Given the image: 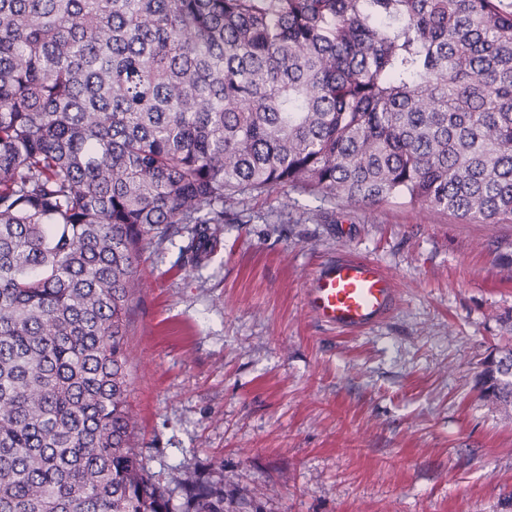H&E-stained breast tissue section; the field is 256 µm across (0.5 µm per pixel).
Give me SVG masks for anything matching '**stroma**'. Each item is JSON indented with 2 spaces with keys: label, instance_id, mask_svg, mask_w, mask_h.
<instances>
[{
  "label": "stroma",
  "instance_id": "1",
  "mask_svg": "<svg viewBox=\"0 0 512 512\" xmlns=\"http://www.w3.org/2000/svg\"><path fill=\"white\" fill-rule=\"evenodd\" d=\"M147 236L127 328L133 446L173 497L192 473L226 512H512V409L480 379L512 345V223L276 189ZM339 253L392 277L390 318L320 323L307 289Z\"/></svg>",
  "mask_w": 512,
  "mask_h": 512
}]
</instances>
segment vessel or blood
<instances>
[{
    "label": "vessel or blood",
    "instance_id": "obj_1",
    "mask_svg": "<svg viewBox=\"0 0 512 512\" xmlns=\"http://www.w3.org/2000/svg\"><path fill=\"white\" fill-rule=\"evenodd\" d=\"M307 304L321 321L359 331L378 324L391 313L395 291L378 264L342 255L315 273Z\"/></svg>",
    "mask_w": 512,
    "mask_h": 512
}]
</instances>
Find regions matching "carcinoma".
Returning a JSON list of instances; mask_svg holds the SVG:
<instances>
[{
	"label": "carcinoma",
	"instance_id": "obj_1",
	"mask_svg": "<svg viewBox=\"0 0 512 512\" xmlns=\"http://www.w3.org/2000/svg\"><path fill=\"white\" fill-rule=\"evenodd\" d=\"M278 187L512 222V0H0V512H224L132 446L136 262Z\"/></svg>",
	"mask_w": 512,
	"mask_h": 512
}]
</instances>
